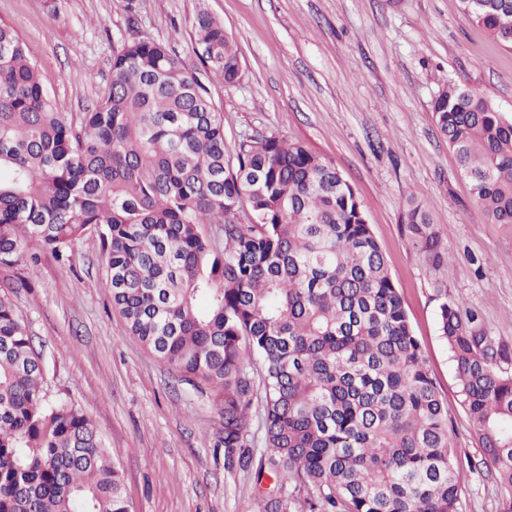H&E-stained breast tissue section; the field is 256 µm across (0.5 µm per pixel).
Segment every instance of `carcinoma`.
Instances as JSON below:
<instances>
[{
  "instance_id": "obj_1",
  "label": "carcinoma",
  "mask_w": 512,
  "mask_h": 512,
  "mask_svg": "<svg viewBox=\"0 0 512 512\" xmlns=\"http://www.w3.org/2000/svg\"><path fill=\"white\" fill-rule=\"evenodd\" d=\"M461 5L512 47V0ZM191 33L202 65L235 85L243 70L223 22L200 10ZM432 112L473 203L512 227V120L451 82ZM404 220L427 264L448 270L431 215L410 206ZM90 230L130 334L221 397L224 469L275 481L260 512H459L448 404L335 164L258 134L230 165L207 89L152 39L114 54L94 109L57 112L22 39L0 23V266L23 260L29 238L62 258ZM438 294L460 405L500 488L498 512H512V347L463 298ZM43 380L12 292L0 290V512H130L92 421L49 401ZM258 405L260 448L247 439Z\"/></svg>"
}]
</instances>
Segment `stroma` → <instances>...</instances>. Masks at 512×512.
Returning a JSON list of instances; mask_svg holds the SVG:
<instances>
[{
	"label": "stroma",
	"mask_w": 512,
	"mask_h": 512,
	"mask_svg": "<svg viewBox=\"0 0 512 512\" xmlns=\"http://www.w3.org/2000/svg\"><path fill=\"white\" fill-rule=\"evenodd\" d=\"M234 36L243 76L225 86L201 73L224 115V152L276 134L331 160L366 221L448 403L464 477L461 512H497L498 485L456 399L437 324L439 284L478 309L512 345V229L474 205L431 104L446 82L476 91L512 119V50L462 11L460 0H0V21L23 40L56 111L84 112L104 96L113 54L155 39L198 66L190 38L198 8ZM427 210L447 245L449 273L429 269L404 224ZM38 264L0 266L44 367L50 400L94 423L124 471L133 512H256L272 481L224 470L220 400L182 378L132 336L113 308L95 233L58 259L31 241Z\"/></svg>",
	"instance_id": "35a3bbf8"
}]
</instances>
